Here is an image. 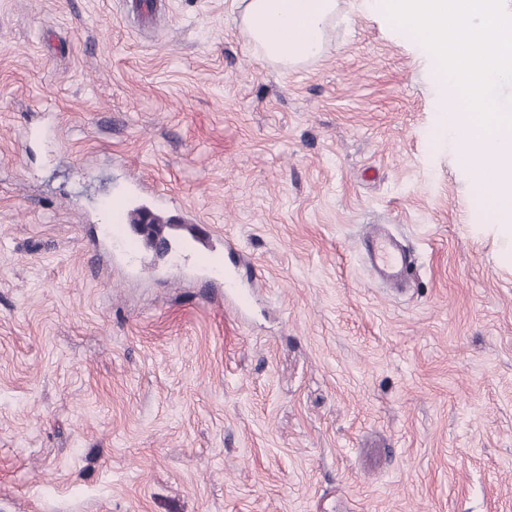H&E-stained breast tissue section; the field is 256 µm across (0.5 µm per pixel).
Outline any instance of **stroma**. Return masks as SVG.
I'll use <instances>...</instances> for the list:
<instances>
[{
	"label": "stroma",
	"mask_w": 512,
	"mask_h": 512,
	"mask_svg": "<svg viewBox=\"0 0 512 512\" xmlns=\"http://www.w3.org/2000/svg\"><path fill=\"white\" fill-rule=\"evenodd\" d=\"M140 2L0 0V512H512V265L432 60L363 0L288 70ZM118 200L169 253L115 266ZM362 250L371 273L377 278H405L417 263L415 255L395 244L379 225L371 227Z\"/></svg>",
	"instance_id": "35a3bbf8"
}]
</instances>
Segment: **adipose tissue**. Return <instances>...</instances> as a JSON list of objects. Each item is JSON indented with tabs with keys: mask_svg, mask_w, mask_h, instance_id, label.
Returning a JSON list of instances; mask_svg holds the SVG:
<instances>
[{
	"mask_svg": "<svg viewBox=\"0 0 512 512\" xmlns=\"http://www.w3.org/2000/svg\"><path fill=\"white\" fill-rule=\"evenodd\" d=\"M241 30L263 63L293 69L319 56L338 0H239Z\"/></svg>",
	"mask_w": 512,
	"mask_h": 512,
	"instance_id": "1",
	"label": "adipose tissue"
}]
</instances>
